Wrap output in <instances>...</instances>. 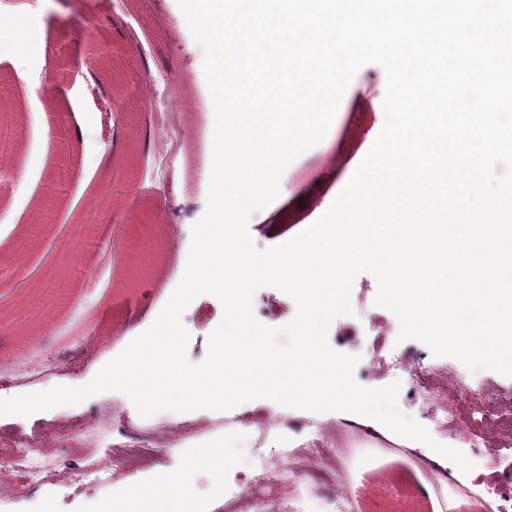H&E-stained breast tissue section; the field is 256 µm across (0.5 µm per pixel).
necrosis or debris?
Masks as SVG:
<instances>
[{
  "label": "necrosis or debris",
  "instance_id": "necrosis-or-debris-1",
  "mask_svg": "<svg viewBox=\"0 0 512 512\" xmlns=\"http://www.w3.org/2000/svg\"><path fill=\"white\" fill-rule=\"evenodd\" d=\"M157 153L164 163L161 179L174 185L180 174L172 164L173 158L183 146V132L187 126L186 113L178 102H168L156 107ZM416 394L423 407L433 418L441 434L455 432V420L463 411L462 395L469 390L470 375L465 371L452 373L450 380H443L438 365L415 367ZM100 431H112V439L106 443L103 456L87 458L72 478L80 484L100 487L109 484L113 464L123 463L138 469L150 468L156 461L159 449L168 447L172 435H188L190 427L172 418H160L154 425L143 426L129 419H121L112 425L110 419L99 420ZM306 438L302 445L291 448L287 443L275 442L260 452L257 459L239 464L242 491L231 493L238 504V512H251L254 497L247 487L261 484L265 488L286 485L293 490L308 486L322 488L333 495L338 512H347L351 503L348 495L337 494L335 468L325 465L330 436L326 424L313 421L306 425ZM278 460L283 464L276 475H269L267 463ZM58 471L56 455L48 451L42 435L17 426L0 428V482L21 479L28 483H43L55 477Z\"/></svg>",
  "mask_w": 512,
  "mask_h": 512
}]
</instances>
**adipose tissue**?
<instances>
[{
    "instance_id": "ef3b65f1",
    "label": "adipose tissue",
    "mask_w": 512,
    "mask_h": 512,
    "mask_svg": "<svg viewBox=\"0 0 512 512\" xmlns=\"http://www.w3.org/2000/svg\"><path fill=\"white\" fill-rule=\"evenodd\" d=\"M233 461L227 448L197 449L189 470L157 474L150 483L132 487L127 495L106 502L101 512H200L191 479L192 468L205 465L219 473Z\"/></svg>"
}]
</instances>
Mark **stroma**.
I'll use <instances>...</instances> for the list:
<instances>
[{"label": "stroma", "mask_w": 512, "mask_h": 512, "mask_svg": "<svg viewBox=\"0 0 512 512\" xmlns=\"http://www.w3.org/2000/svg\"><path fill=\"white\" fill-rule=\"evenodd\" d=\"M5 17L25 26H38L40 44L28 53L0 46V89L10 95L0 101V141L12 146L9 163L0 170V361H12L25 351L38 352L64 371L48 380V387L80 386L118 356L134 336L145 332L155 313L174 290L173 282L157 273L175 262L185 268L192 227L204 215L212 168L209 134V89L203 73L204 53L185 27L177 0H156L153 12H143L140 0H12ZM159 79V88L190 114L186 129V161L197 171L194 184L172 193L160 191L154 134L155 114L145 105L141 87ZM80 86L78 96L66 89ZM385 69L378 64L361 68L336 111L334 129L288 167L293 193L305 194L302 208L273 203L254 212L249 233L258 248L280 243L277 225L293 227L315 222L324 213L330 191L346 183L333 176L337 158L363 160L381 132L384 112H363L358 98L383 102ZM63 112L64 123L44 124V115ZM112 118L113 127L104 125ZM83 134H76L75 124ZM110 165L98 162L102 153ZM26 179L30 192L17 189ZM82 232L88 251L81 262L63 265L54 254L74 232ZM376 278L359 274L352 287L353 315L337 318L329 342L338 352L359 356L354 370L364 387L400 382V410L426 429L434 424L412 392L409 375L395 376L375 368L372 343L376 336L366 318L384 326L394 354L407 362H440L447 371L462 370L451 357L436 358L417 340L398 341L399 323L374 303ZM223 317L221 302L204 294L183 311L181 322L190 334L187 356L202 362L209 337ZM134 414L122 393H101L77 406H60L22 420L0 416V425L21 422L54 438L66 418L91 421L108 411ZM246 417V433L229 438L221 413L197 410L182 414L200 433L181 437L163 449L155 465L134 470L112 467L107 487L92 488L55 479L41 486L14 482L0 493V512H98L111 498L157 473H178L202 446L228 445L243 455L260 433L297 439L299 422L312 412L257 399L234 408ZM458 424L480 444V455L452 447L449 473H461L470 485L490 459L512 462V445L485 443L469 414ZM421 449L388 450L368 434L353 438L339 473V485L356 501V512H484L481 492L472 488L465 501L450 500L435 507L420 494L432 478L418 465ZM194 480L201 512H225L224 492L237 487L238 470L221 475L199 469Z\"/></svg>", "instance_id": "obj_1"}]
</instances>
